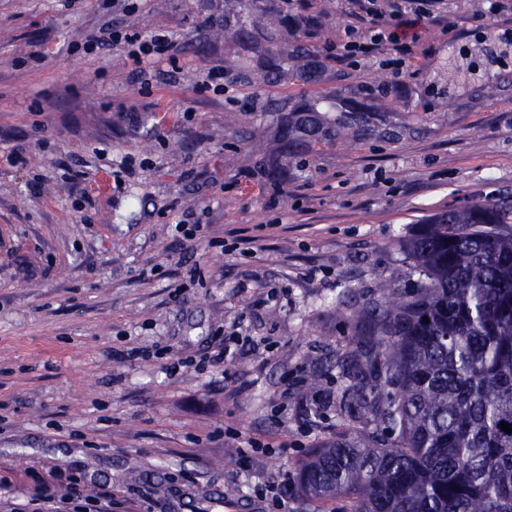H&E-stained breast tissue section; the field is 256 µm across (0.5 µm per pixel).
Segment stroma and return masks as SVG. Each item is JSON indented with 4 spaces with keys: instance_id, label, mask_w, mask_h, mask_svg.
Returning <instances> with one entry per match:
<instances>
[{
    "instance_id": "obj_1",
    "label": "stroma",
    "mask_w": 512,
    "mask_h": 512,
    "mask_svg": "<svg viewBox=\"0 0 512 512\" xmlns=\"http://www.w3.org/2000/svg\"><path fill=\"white\" fill-rule=\"evenodd\" d=\"M0 0V487L111 512H295L310 448L358 426L336 365L355 304L421 275L406 240L512 193V12L445 0L408 56L345 59L351 0ZM173 32L139 76L105 24ZM318 130L258 165L278 110ZM26 149L24 163L10 154ZM239 342L228 366L211 353ZM318 384H311V377Z\"/></svg>"
}]
</instances>
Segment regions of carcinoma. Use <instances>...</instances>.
<instances>
[{
  "label": "carcinoma",
  "mask_w": 512,
  "mask_h": 512,
  "mask_svg": "<svg viewBox=\"0 0 512 512\" xmlns=\"http://www.w3.org/2000/svg\"><path fill=\"white\" fill-rule=\"evenodd\" d=\"M293 111L307 118L274 136L308 134L318 102ZM408 257L427 282L353 312L360 346L338 367L362 429L312 449L297 512H512V199L436 215Z\"/></svg>",
  "instance_id": "carcinoma-1"
}]
</instances>
